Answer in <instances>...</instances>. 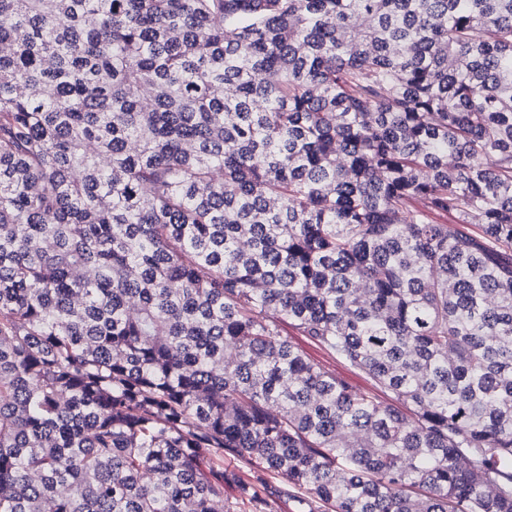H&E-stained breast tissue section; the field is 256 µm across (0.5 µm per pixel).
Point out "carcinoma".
<instances>
[{"instance_id": "carcinoma-1", "label": "carcinoma", "mask_w": 512, "mask_h": 512, "mask_svg": "<svg viewBox=\"0 0 512 512\" xmlns=\"http://www.w3.org/2000/svg\"><path fill=\"white\" fill-rule=\"evenodd\" d=\"M226 456L512 512V0H0V512H235ZM280 328L283 337H287L310 361L319 364L326 371L346 379L359 390L372 389V382L365 374L337 361L325 351L310 344L303 336H299L288 323H282Z\"/></svg>"}]
</instances>
